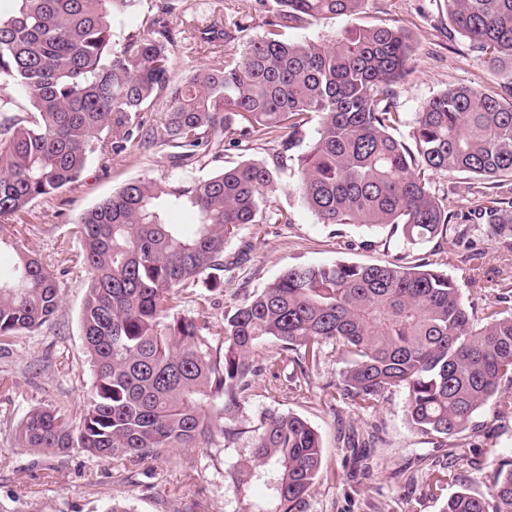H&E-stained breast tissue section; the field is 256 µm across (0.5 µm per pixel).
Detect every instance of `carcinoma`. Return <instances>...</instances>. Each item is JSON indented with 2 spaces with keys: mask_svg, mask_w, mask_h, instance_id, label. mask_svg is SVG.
I'll use <instances>...</instances> for the list:
<instances>
[{
  "mask_svg": "<svg viewBox=\"0 0 512 512\" xmlns=\"http://www.w3.org/2000/svg\"><path fill=\"white\" fill-rule=\"evenodd\" d=\"M0 13V84L30 101L0 104V248L17 261L0 271V364L14 339L48 324L59 309L56 274L21 244L20 218L34 201L76 182L97 154L160 144L182 172L160 184L126 183L70 227L88 271L81 311L91 395L79 414L33 406L19 419L23 448L56 455L79 448L122 466L172 448L215 445L237 427L251 390V357L276 344L271 370L292 368L300 391L322 348L345 359L331 396L369 415L391 391L406 397L411 427L431 443L469 430L477 414L512 397V296L475 308L448 274L400 262L293 265L261 292L206 316L223 287L225 249L246 224L279 211L277 169L246 160L214 175L192 165L218 157L233 136L260 128L277 137L315 122L297 156L295 191L323 224L402 230L406 243L448 233L433 188L438 172L512 179V100L470 86L449 88L417 113L414 148L391 130L402 122L394 87L413 47L398 27L369 23L327 42H290L286 31L328 16L356 15L365 0H276L263 36L243 55L222 53L183 80L171 79V0L144 25L114 39V22L139 0H13ZM448 28L491 63H512V0H446ZM161 105L143 136L141 113ZM189 210L192 224H174ZM460 220L512 239V211L488 198ZM253 461L269 467L268 504L255 512H307L322 469L309 422L271 413L251 430ZM454 479L443 468L429 486ZM442 512H512V466L499 465L488 496L459 492Z\"/></svg>",
  "mask_w": 512,
  "mask_h": 512,
  "instance_id": "cac0c4a2",
  "label": "carcinoma"
}]
</instances>
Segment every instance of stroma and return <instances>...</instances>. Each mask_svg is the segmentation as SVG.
Returning <instances> with one entry per match:
<instances>
[{"label": "stroma", "instance_id": "1", "mask_svg": "<svg viewBox=\"0 0 512 512\" xmlns=\"http://www.w3.org/2000/svg\"><path fill=\"white\" fill-rule=\"evenodd\" d=\"M276 10L275 0H178L173 24L180 30L211 23L224 26L234 34L224 48L238 56L262 36L265 21ZM378 20L404 29L415 48L409 74L395 88L404 116L393 132L396 139L409 142L417 112L447 88L463 84L499 94L512 88V66L489 65L471 51L465 37L449 32L444 0H366L359 15L321 19L288 30L287 38L327 41ZM281 150V140L256 130L239 145L227 147L222 158L198 162L194 173L205 176L249 159L269 162ZM174 173L167 149L133 146L110 159L93 157L75 184L31 204L21 240L54 269L61 306L50 324L18 337L11 362L18 392L0 394V512H25L30 505L40 512H105L115 500L126 502L133 512H250L268 492L262 482L239 483L231 473L250 465L248 431L273 412L306 418L321 436L323 470L309 498V512H441L443 500L432 495L428 483L432 470L443 465L450 466L455 476L448 493L464 487L475 495L486 494L496 461L512 460V402L493 403L462 437L439 448L410 427L401 392L386 394L376 411L361 419L347 404L333 399L325 385L338 377L345 363L329 347L324 348L309 384L294 392L286 371L274 374L268 369L275 344H263L252 358L256 373L239 418L245 433L219 448H176L121 467L80 452L52 457L18 446L14 429L28 407L61 403L77 412L90 394L91 370L80 324L88 275L81 265L67 260L62 244L68 227L128 181L164 182ZM296 180L295 163L279 170L277 206L287 223L269 219L246 225L228 245L227 255L244 248L248 259L226 271L223 288L211 292L212 319L223 320L225 308L261 291L294 264H373L396 259L427 264L446 271L477 305L494 299L501 288H512V247L488 240L481 225L452 223L446 238L413 247L401 233L388 228L320 223L294 191ZM434 187L452 213L466 210L482 195L512 198L511 180L492 182L458 172L435 175ZM474 251L485 254L479 288L471 283L467 262ZM352 421L378 437L358 464L352 462L343 442L344 428Z\"/></svg>", "mask_w": 512, "mask_h": 512}]
</instances>
